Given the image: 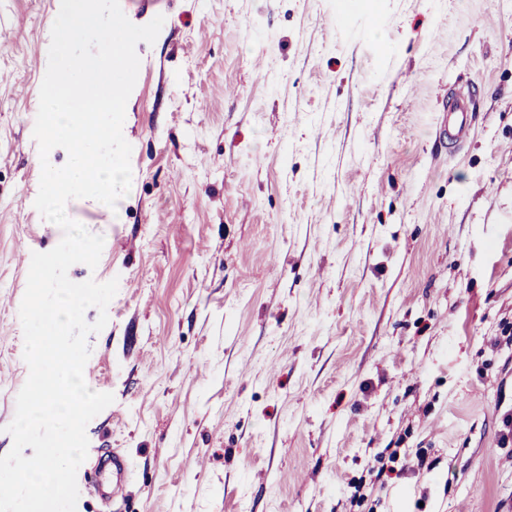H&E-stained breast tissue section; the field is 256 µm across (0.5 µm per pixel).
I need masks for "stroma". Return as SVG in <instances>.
Instances as JSON below:
<instances>
[{"mask_svg": "<svg viewBox=\"0 0 512 512\" xmlns=\"http://www.w3.org/2000/svg\"><path fill=\"white\" fill-rule=\"evenodd\" d=\"M132 185L68 216L118 279L90 335L127 456L76 512H512V0H120ZM60 0H0V456L28 377L33 129ZM358 31L337 30L339 12ZM474 129L435 135L450 90Z\"/></svg>", "mask_w": 512, "mask_h": 512, "instance_id": "stroma-1", "label": "stroma"}]
</instances>
